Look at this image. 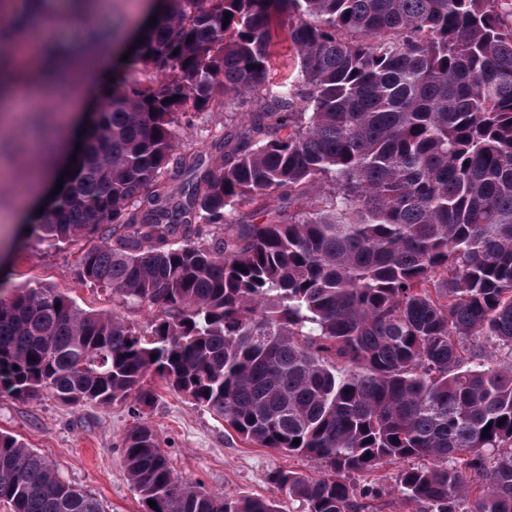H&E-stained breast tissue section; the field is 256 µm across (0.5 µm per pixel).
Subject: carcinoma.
<instances>
[{"mask_svg":"<svg viewBox=\"0 0 512 512\" xmlns=\"http://www.w3.org/2000/svg\"><path fill=\"white\" fill-rule=\"evenodd\" d=\"M161 2L29 225L92 242L78 279L151 321L16 288L0 395L150 408L152 372L243 439L319 463L268 475L303 512H365L379 490L349 476L391 463L418 512H512V0ZM283 22L299 74L273 92ZM41 25L0 20V71L5 35ZM237 100L211 160L176 149L182 123ZM122 451L157 512H280L182 480L146 424ZM0 503L104 512L4 433Z\"/></svg>","mask_w":512,"mask_h":512,"instance_id":"cac0c4a2","label":"carcinoma"}]
</instances>
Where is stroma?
I'll list each match as a JSON object with an SVG mask.
<instances>
[{
    "label": "stroma",
    "instance_id": "1",
    "mask_svg": "<svg viewBox=\"0 0 512 512\" xmlns=\"http://www.w3.org/2000/svg\"><path fill=\"white\" fill-rule=\"evenodd\" d=\"M71 110L69 99L55 92L44 95L39 111L29 113L22 123L5 126L0 131V170L28 171V140L55 130L58 114ZM234 128L223 113L205 112L181 128L179 140L203 150ZM9 253L10 267L0 275V289L51 286L83 309H113L107 291L77 279L80 244L53 245L33 236L10 246ZM147 382L158 400L146 409L129 401L74 408L48 394L28 399L0 396V432L16 436L45 457L65 480L96 497L105 512H144L121 452L126 433L142 422L155 431L172 470L184 480L226 496L269 498L277 502L280 512H299L273 487L268 474L278 467L314 474L319 470L317 462L244 440L224 421L170 390L157 375H148Z\"/></svg>",
    "mask_w": 512,
    "mask_h": 512
}]
</instances>
